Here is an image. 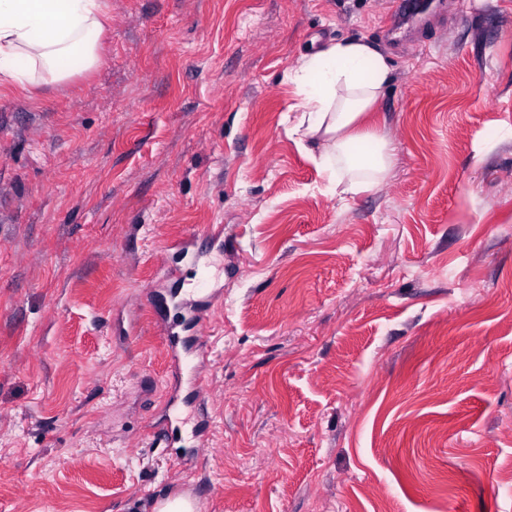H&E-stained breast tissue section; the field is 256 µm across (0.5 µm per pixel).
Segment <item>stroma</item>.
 <instances>
[{
	"instance_id": "stroma-1",
	"label": "stroma",
	"mask_w": 512,
	"mask_h": 512,
	"mask_svg": "<svg viewBox=\"0 0 512 512\" xmlns=\"http://www.w3.org/2000/svg\"><path fill=\"white\" fill-rule=\"evenodd\" d=\"M96 69L0 96V512H512V0H107ZM364 37L393 152L339 197L284 74ZM207 430L151 299L190 232ZM197 501L184 495L166 496L156 500L154 512H198Z\"/></svg>"
}]
</instances>
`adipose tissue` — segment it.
I'll return each mask as SVG.
<instances>
[{"label":"adipose tissue","mask_w":512,"mask_h":512,"mask_svg":"<svg viewBox=\"0 0 512 512\" xmlns=\"http://www.w3.org/2000/svg\"><path fill=\"white\" fill-rule=\"evenodd\" d=\"M101 0H0V90L35 89L95 69L104 31ZM286 77L301 97L293 133L323 143L320 163L342 193L372 189L352 170L384 178L393 161L386 137L363 118L393 79L389 58L362 37L301 54Z\"/></svg>","instance_id":"adipose-tissue-1"}]
</instances>
